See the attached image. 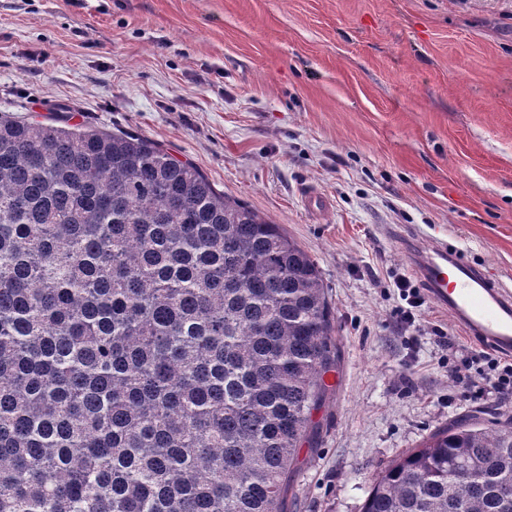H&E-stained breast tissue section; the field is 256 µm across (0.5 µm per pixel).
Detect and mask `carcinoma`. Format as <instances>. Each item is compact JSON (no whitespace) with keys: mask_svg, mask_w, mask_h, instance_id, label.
Here are the masks:
<instances>
[{"mask_svg":"<svg viewBox=\"0 0 512 512\" xmlns=\"http://www.w3.org/2000/svg\"><path fill=\"white\" fill-rule=\"evenodd\" d=\"M315 261L150 140L0 116V512H284L338 361ZM362 512H512L460 420Z\"/></svg>","mask_w":512,"mask_h":512,"instance_id":"carcinoma-1","label":"carcinoma"}]
</instances>
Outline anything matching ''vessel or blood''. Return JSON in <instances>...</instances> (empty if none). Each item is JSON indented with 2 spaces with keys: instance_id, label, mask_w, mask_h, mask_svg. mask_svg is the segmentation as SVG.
I'll use <instances>...</instances> for the list:
<instances>
[{
  "instance_id": "vessel-or-blood-1",
  "label": "vessel or blood",
  "mask_w": 512,
  "mask_h": 512,
  "mask_svg": "<svg viewBox=\"0 0 512 512\" xmlns=\"http://www.w3.org/2000/svg\"><path fill=\"white\" fill-rule=\"evenodd\" d=\"M401 247L429 297L473 339L512 353V290L492 282L483 268L465 262L447 243L421 244L415 231Z\"/></svg>"
}]
</instances>
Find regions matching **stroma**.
Here are the masks:
<instances>
[{"label": "stroma", "mask_w": 512, "mask_h": 512, "mask_svg": "<svg viewBox=\"0 0 512 512\" xmlns=\"http://www.w3.org/2000/svg\"><path fill=\"white\" fill-rule=\"evenodd\" d=\"M1 112L147 138L317 263L339 361L285 512H361L430 433L512 425L448 376L473 339L431 301L399 330L392 286L411 225L512 287V0H0Z\"/></svg>", "instance_id": "1"}]
</instances>
